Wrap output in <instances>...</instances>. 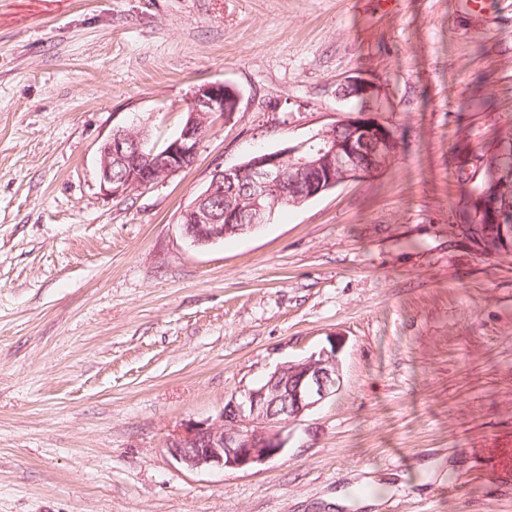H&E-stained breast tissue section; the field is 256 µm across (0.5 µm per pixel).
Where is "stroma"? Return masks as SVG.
<instances>
[{"label":"stroma","mask_w":512,"mask_h":512,"mask_svg":"<svg viewBox=\"0 0 512 512\" xmlns=\"http://www.w3.org/2000/svg\"><path fill=\"white\" fill-rule=\"evenodd\" d=\"M355 77L397 132L386 167L183 235L215 169L350 115ZM208 83L241 100L193 166L107 194L113 128L171 137ZM506 132L512 0H0V512H512V255L457 212L460 154ZM331 343L341 388L281 456H169L175 426Z\"/></svg>","instance_id":"35a3bbf8"}]
</instances>
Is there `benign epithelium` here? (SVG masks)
Instances as JSON below:
<instances>
[{
  "instance_id": "7a95c632",
  "label": "benign epithelium",
  "mask_w": 512,
  "mask_h": 512,
  "mask_svg": "<svg viewBox=\"0 0 512 512\" xmlns=\"http://www.w3.org/2000/svg\"><path fill=\"white\" fill-rule=\"evenodd\" d=\"M365 102L373 85L350 79L338 93ZM239 107L236 91L225 83L198 87L187 103L179 132L161 143L148 130L119 126L98 148V177L113 197L163 183L193 165L207 127ZM347 135L338 136L340 129ZM393 127L366 109L319 129L309 139L280 150H259L242 163L216 169L181 214L185 237L197 247L216 244L266 223L276 204L299 205L339 184L372 176L394 153ZM243 185L247 195L217 215L211 203L224 200L227 186ZM308 356L278 365L261 383L243 389L204 420H188L165 446L170 457L190 471L249 470L284 453L288 423L336 395L342 383L336 339Z\"/></svg>"
}]
</instances>
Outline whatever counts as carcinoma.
Segmentation results:
<instances>
[{"label": "carcinoma", "mask_w": 512, "mask_h": 512, "mask_svg": "<svg viewBox=\"0 0 512 512\" xmlns=\"http://www.w3.org/2000/svg\"><path fill=\"white\" fill-rule=\"evenodd\" d=\"M498 159L506 175L489 184L484 193L475 195V188L482 186L483 176L478 174L479 162L484 157ZM458 181L464 187L461 212L466 218V237L475 245L489 244L496 248V254L512 253V238L504 240L499 228L491 221V206L512 209V136H500L483 146L473 157L458 166Z\"/></svg>", "instance_id": "carcinoma-1"}]
</instances>
